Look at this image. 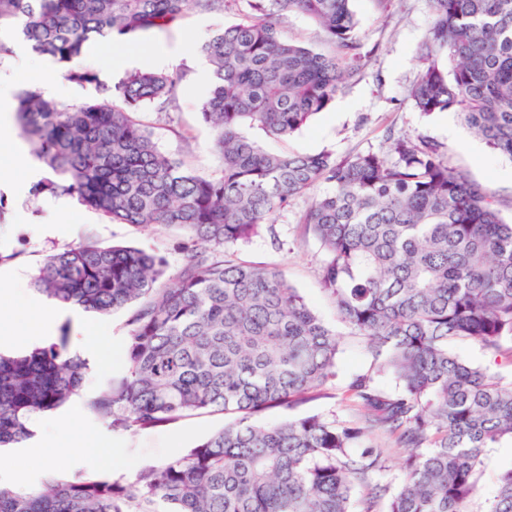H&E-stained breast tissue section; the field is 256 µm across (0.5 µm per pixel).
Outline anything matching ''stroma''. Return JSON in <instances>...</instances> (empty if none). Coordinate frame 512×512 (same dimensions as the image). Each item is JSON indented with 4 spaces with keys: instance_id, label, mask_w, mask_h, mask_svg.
<instances>
[{
    "instance_id": "1",
    "label": "stroma",
    "mask_w": 512,
    "mask_h": 512,
    "mask_svg": "<svg viewBox=\"0 0 512 512\" xmlns=\"http://www.w3.org/2000/svg\"><path fill=\"white\" fill-rule=\"evenodd\" d=\"M353 9L364 54L361 69L324 112L291 138L277 142V149L301 154L328 152L342 160L362 152L385 151L392 134L424 137L443 146L449 164L465 173L470 181L491 189L504 219L512 222V159L490 149L456 111L426 115L409 98L421 71L418 46L432 23L428 0H354ZM248 10L246 0H237L221 12L194 10L180 27L124 45L132 55L151 52L153 58L147 66L154 70L161 69L163 57L178 55L177 67L185 71L186 78L175 102L162 111L146 106L135 117L152 131L162 152L184 160L204 176L218 173L219 160L212 149L213 133L200 117V106L209 89L208 82L196 77V64L203 57L200 45L214 32L237 22ZM0 43L9 48L8 53L0 55V76L18 91H42L45 75L27 63L24 51L17 47L14 31L0 30ZM452 129L459 133V140L449 137ZM32 183V177L25 172L8 166L0 168V253L7 257L6 262L0 263V312L22 309L24 298L30 297L43 302V322L51 337H58L66 326L71 338H78L81 322L61 314L60 304L43 300L32 280L48 255L79 242L88 231L103 242H125L163 254L169 263H177V230L113 224L86 207L64 214L61 223L48 224L44 216L53 198H33L29 193ZM310 202V194L295 197L287 209L272 217V232L262 233L241 246L238 255L252 263L277 266L323 320L341 333L335 380L319 396L299 406L298 411L330 420L347 419L356 413L348 392L353 377L375 373L379 386L389 393L394 391L395 381L389 374L376 373L360 337L345 335L344 325L321 290L317 277L321 250L313 238L302 237L297 224ZM127 316L124 309L102 316L101 321L117 346L111 365L90 364L80 396L52 414L53 419L64 423L60 437L66 440L68 448L57 466L58 473L94 475L100 471L96 460L81 451L69 426L73 420L83 429L111 436L112 446L117 450L112 473L117 477L132 475L194 447L224 426L223 414L206 413L183 417L161 427L124 430L108 427L86 410L85 397L102 390L107 380L124 366ZM510 467L511 442L488 449L468 512H485L498 475Z\"/></svg>"
}]
</instances>
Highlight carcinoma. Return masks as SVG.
Returning <instances> with one entry per match:
<instances>
[{
    "label": "carcinoma",
    "instance_id": "1",
    "mask_svg": "<svg viewBox=\"0 0 512 512\" xmlns=\"http://www.w3.org/2000/svg\"><path fill=\"white\" fill-rule=\"evenodd\" d=\"M234 2L0 0V28L51 57L66 80L96 86L97 71L82 65L91 43L165 31L194 9ZM248 2L250 12L201 45L213 66L201 116L221 162L214 176L161 152L132 117L172 103L179 70L133 71L80 105L17 97L21 131L53 174L32 197H75L113 223L182 234L174 270L92 233L37 268L33 285L49 299L104 315L130 308L125 369L86 409L125 429L215 412L230 422L129 479L0 485V512H468L486 449L512 440V379L449 348L467 338L512 358V223L494 193L423 137L391 135L386 152L340 162L263 146L250 131L278 140L298 132L363 55L352 0ZM429 7L414 106L456 110L512 160V0ZM290 13L314 22L331 50L288 39ZM322 183L331 190L300 218L322 250L321 289L397 391L360 374L348 386L354 418L265 425L267 410L292 408L331 382L341 341L276 267L242 261L235 247ZM86 370L66 327L45 346L0 353V447L29 439L34 417L79 396ZM486 512H512V469Z\"/></svg>",
    "mask_w": 512,
    "mask_h": 512
}]
</instances>
